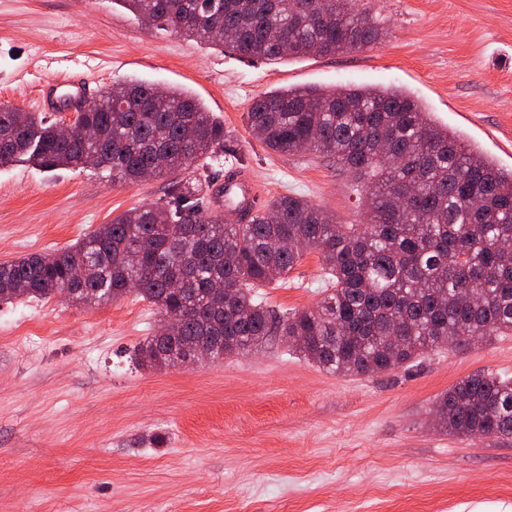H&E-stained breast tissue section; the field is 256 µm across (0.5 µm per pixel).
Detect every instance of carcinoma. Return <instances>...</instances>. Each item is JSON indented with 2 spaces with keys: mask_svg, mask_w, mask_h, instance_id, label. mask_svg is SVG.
<instances>
[{
  "mask_svg": "<svg viewBox=\"0 0 512 512\" xmlns=\"http://www.w3.org/2000/svg\"><path fill=\"white\" fill-rule=\"evenodd\" d=\"M159 29L276 61L348 53L386 35L357 0H113ZM253 136L279 156L336 160L363 180L365 224L280 195L246 224L212 213L190 175L224 152V123L180 89L116 82L87 105L81 135L40 113L0 107V165H87L116 182L167 177L163 206L129 209L60 250L0 263V301L60 294L79 305L130 291L182 323L147 337L138 366L154 370L210 344L213 358L279 336L336 375L398 368L463 336L512 333V169L433 123L395 87L288 88L256 99ZM319 252L329 288L315 307L280 316L251 295L276 287ZM435 425L457 435L512 438V382L462 378L435 403Z\"/></svg>",
  "mask_w": 512,
  "mask_h": 512,
  "instance_id": "1",
  "label": "carcinoma"
}]
</instances>
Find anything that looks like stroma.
Wrapping results in <instances>:
<instances>
[{
	"mask_svg": "<svg viewBox=\"0 0 512 512\" xmlns=\"http://www.w3.org/2000/svg\"><path fill=\"white\" fill-rule=\"evenodd\" d=\"M384 41L336 56L247 61L145 25L115 0H0V106L41 109L45 81H147L189 91L224 123L208 184L240 171L260 201L292 194L366 221L352 174L267 152L247 112L303 86H395L438 125L512 168V0H360ZM168 181L90 168L0 165V262L76 243ZM327 279L309 252L255 300L316 306ZM159 315L136 293L80 307L0 302V512H512V438L432 423L437 397L490 372L512 380V334L440 346L372 376H336L272 339L259 351L149 372L134 350ZM161 437L153 445L152 437Z\"/></svg>",
	"mask_w": 512,
	"mask_h": 512,
	"instance_id": "35a3bbf8",
	"label": "stroma"
}]
</instances>
